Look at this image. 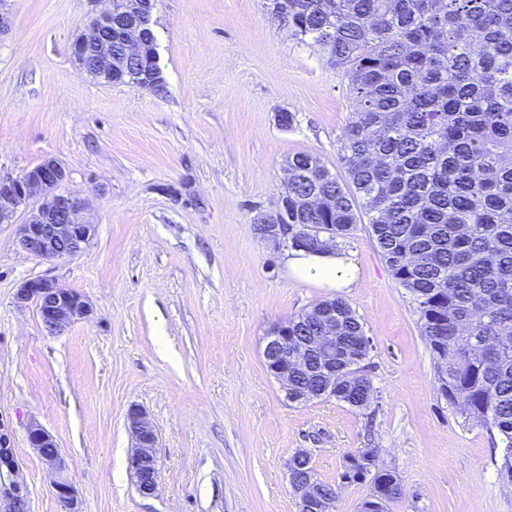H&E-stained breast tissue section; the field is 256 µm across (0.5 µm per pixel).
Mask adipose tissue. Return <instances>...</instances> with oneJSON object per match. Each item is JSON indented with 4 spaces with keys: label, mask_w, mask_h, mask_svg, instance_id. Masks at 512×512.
<instances>
[{
    "label": "adipose tissue",
    "mask_w": 512,
    "mask_h": 512,
    "mask_svg": "<svg viewBox=\"0 0 512 512\" xmlns=\"http://www.w3.org/2000/svg\"><path fill=\"white\" fill-rule=\"evenodd\" d=\"M286 264L289 271L302 280L336 289L349 288L357 281V266L342 251L309 254L302 250H289Z\"/></svg>",
    "instance_id": "adipose-tissue-1"
}]
</instances>
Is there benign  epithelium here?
<instances>
[{
	"label": "benign epithelium",
	"instance_id": "7a95c632",
	"mask_svg": "<svg viewBox=\"0 0 512 512\" xmlns=\"http://www.w3.org/2000/svg\"><path fill=\"white\" fill-rule=\"evenodd\" d=\"M102 8L94 12L88 26L71 44V59L75 67L88 76L101 78L112 71V42L121 44L127 58L141 61L135 81L142 86H157L163 80L157 54L146 51L153 40V0H91ZM66 170L57 160L49 158L16 178L0 177V223H8L21 209H29L26 221L17 225L21 248L28 254L52 261L77 256L94 234V225L86 222L82 213L84 201L59 190ZM255 234L273 252L288 248V237L294 235L295 225L286 223L281 211L271 216L262 213V222L254 226ZM19 304H33L45 331L51 335L65 332L72 324L93 314L88 298L75 290L59 287L49 278H35L23 283L15 295ZM322 325L319 336L303 340L290 334L288 323L276 325L263 349L264 362L284 391L293 388L297 371L309 369L308 358L327 353L336 361V308L325 307L318 314ZM132 439L130 467L136 488L143 497L156 493L159 467L155 448L158 435L146 412L132 407L127 414ZM28 442L54 475L53 493L62 512H81L77 488L67 474L61 449L47 430L38 424L30 425ZM312 461L305 448L294 451L288 473L297 512H335L336 487L325 488L315 469L305 476L294 471V461ZM18 468L14 449L0 432V474H14ZM6 502L3 512H28L26 494L16 481L0 484V502Z\"/></svg>",
	"mask_w": 512,
	"mask_h": 512
}]
</instances>
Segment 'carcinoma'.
Masks as SVG:
<instances>
[{
	"instance_id": "carcinoma-1",
	"label": "carcinoma",
	"mask_w": 512,
	"mask_h": 512,
	"mask_svg": "<svg viewBox=\"0 0 512 512\" xmlns=\"http://www.w3.org/2000/svg\"><path fill=\"white\" fill-rule=\"evenodd\" d=\"M288 31L312 39L348 81L355 103L344 129L343 183L316 155L288 158V216L349 233L364 217L396 283L416 305L439 375V393L481 423L512 477V0H270ZM313 196L319 205L304 209ZM336 302V391L367 409L371 379L351 366L366 331ZM313 309L288 320L314 336ZM351 465L382 510L402 495L379 450Z\"/></svg>"
}]
</instances>
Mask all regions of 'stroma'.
I'll use <instances>...</instances> for the list:
<instances>
[{
  "instance_id": "35a3bbf8",
  "label": "stroma",
  "mask_w": 512,
  "mask_h": 512,
  "mask_svg": "<svg viewBox=\"0 0 512 512\" xmlns=\"http://www.w3.org/2000/svg\"><path fill=\"white\" fill-rule=\"evenodd\" d=\"M91 0H8L0 35V174L45 158L67 171L95 233L77 257L22 251L0 224V422L29 512H61L30 448L56 439L82 512H296L287 461L308 449L337 482L346 456L377 448L404 494L391 512H512L486 429L436 391V365L407 293L366 222L337 239L359 278L339 292L292 277L251 218L272 212L288 157L317 155L340 180L347 82L266 0H155L165 89L106 84L78 71L74 38ZM289 112L292 127L278 116ZM83 293L93 315L48 334L27 280ZM345 299L372 341L370 408L289 403L263 360L271 328ZM158 433L159 486L140 496L129 465L130 407Z\"/></svg>"
}]
</instances>
